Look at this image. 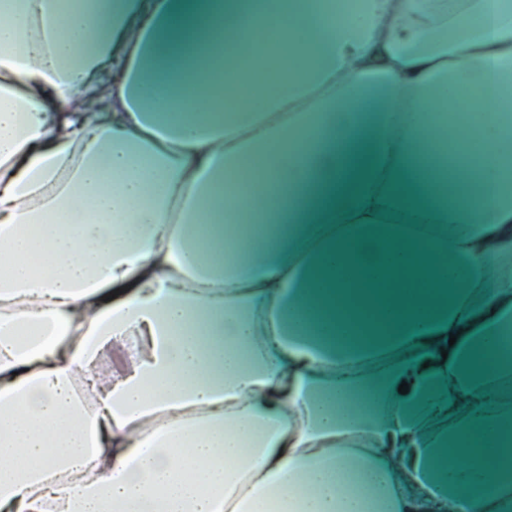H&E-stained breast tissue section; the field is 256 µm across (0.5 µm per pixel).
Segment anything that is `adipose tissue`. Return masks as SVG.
I'll return each mask as SVG.
<instances>
[{
    "mask_svg": "<svg viewBox=\"0 0 512 512\" xmlns=\"http://www.w3.org/2000/svg\"><path fill=\"white\" fill-rule=\"evenodd\" d=\"M510 332L512 0H0V512H512Z\"/></svg>",
    "mask_w": 512,
    "mask_h": 512,
    "instance_id": "adipose-tissue-1",
    "label": "adipose tissue"
}]
</instances>
